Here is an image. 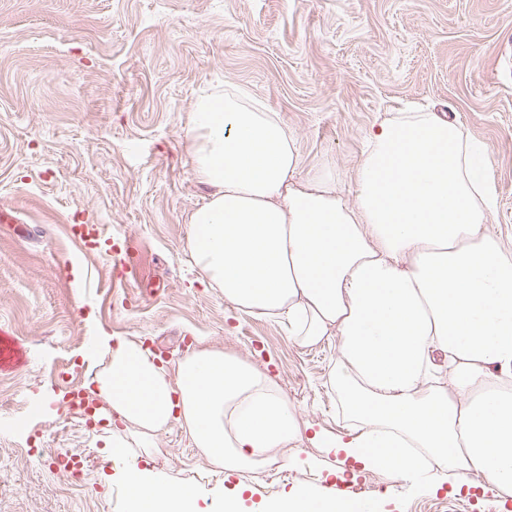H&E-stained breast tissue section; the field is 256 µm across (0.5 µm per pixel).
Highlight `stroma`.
<instances>
[{
  "mask_svg": "<svg viewBox=\"0 0 512 512\" xmlns=\"http://www.w3.org/2000/svg\"><path fill=\"white\" fill-rule=\"evenodd\" d=\"M512 0H0V329L23 362L0 369V512H133L125 474L150 467L189 486L206 512H276L301 485L342 481L352 460L307 443V464L278 477L215 469L179 427L151 459L107 447L104 425L63 400L61 372L87 381L96 330L142 341L169 361L208 346L266 371L300 424L338 438L329 386L337 337L307 346L288 325L239 311L208 288L187 246L210 193L194 176L195 97L238 84L295 137L306 180L330 170L353 197L364 136L413 102L459 122L488 149L498 206L489 228L512 247ZM100 225L120 257L88 253L71 227ZM123 260L132 273L119 275ZM86 465L83 484L50 468ZM378 512H507L489 471L458 488L402 492L361 470ZM268 486L264 497L254 496Z\"/></svg>",
  "mask_w": 512,
  "mask_h": 512,
  "instance_id": "stroma-1",
  "label": "stroma"
}]
</instances>
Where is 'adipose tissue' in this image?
<instances>
[{
    "label": "adipose tissue",
    "mask_w": 512,
    "mask_h": 512,
    "mask_svg": "<svg viewBox=\"0 0 512 512\" xmlns=\"http://www.w3.org/2000/svg\"><path fill=\"white\" fill-rule=\"evenodd\" d=\"M188 131L198 181L188 248L238 310L287 317L304 345L337 335L330 372L351 423L323 441L395 480L477 466L512 490V250L488 228L496 206L484 145L436 113L404 109L368 130L353 199L329 173L298 179L286 123L240 86L200 95ZM93 382L145 455L180 425L228 472L301 453L304 435L276 381L203 348L157 365L133 339L95 338ZM179 384H171L170 371ZM136 512H200L186 486L128 478Z\"/></svg>",
    "instance_id": "1"
}]
</instances>
